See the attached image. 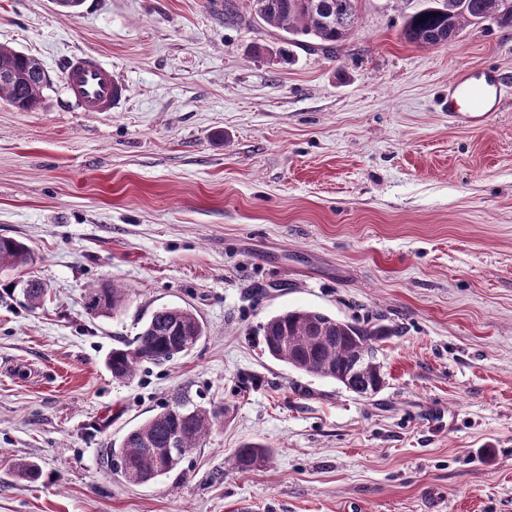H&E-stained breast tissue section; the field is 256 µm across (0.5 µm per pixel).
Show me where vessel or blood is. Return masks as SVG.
I'll return each instance as SVG.
<instances>
[{"mask_svg": "<svg viewBox=\"0 0 512 512\" xmlns=\"http://www.w3.org/2000/svg\"><path fill=\"white\" fill-rule=\"evenodd\" d=\"M65 88L69 98L85 112H108L123 96V86L112 69L91 52L73 55L65 66ZM504 79L495 69H460L448 84L444 109L454 122L483 127L503 108Z\"/></svg>", "mask_w": 512, "mask_h": 512, "instance_id": "obj_1", "label": "vessel or blood"}]
</instances>
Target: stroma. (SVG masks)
Segmentation results:
<instances>
[{"label": "stroma", "mask_w": 512, "mask_h": 512, "mask_svg": "<svg viewBox=\"0 0 512 512\" xmlns=\"http://www.w3.org/2000/svg\"><path fill=\"white\" fill-rule=\"evenodd\" d=\"M427 0H362L331 51L277 53L236 0H0V46L39 60L41 105L0 101V512H512V27L418 47ZM96 53L125 86L84 112L63 71ZM509 96L483 128L444 110L461 68ZM48 287L28 308L15 281ZM128 288L115 317L87 288ZM186 305L187 354L113 379L106 358L151 313ZM312 309L390 328L362 398L265 353L260 327ZM188 390L223 422L158 481L105 448ZM259 441L248 472L229 459ZM36 462L17 478L10 462ZM34 254L25 243L8 237L0 238V270L32 264Z\"/></svg>", "instance_id": "35a3bbf8"}]
</instances>
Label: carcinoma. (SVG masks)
<instances>
[{
	"label": "carcinoma",
	"mask_w": 512,
	"mask_h": 512,
	"mask_svg": "<svg viewBox=\"0 0 512 512\" xmlns=\"http://www.w3.org/2000/svg\"><path fill=\"white\" fill-rule=\"evenodd\" d=\"M254 14L283 32L281 41L293 45L308 37L321 49H328L347 38L360 20L362 0H250ZM492 20L501 27H512V0H432L431 5L409 16L403 38L420 47L446 44L456 39L464 23ZM0 100L20 111H32L42 101L48 79L35 58L12 48L0 47ZM34 261L31 248L8 237L0 238V270L27 266ZM27 306L35 309L46 295L42 281L19 280ZM127 289L114 284L86 289L85 309L110 316L127 304ZM268 354L297 370L333 379L346 389L365 397L383 385L380 368L374 361L378 342L387 336L382 326L361 325L337 319L319 310L292 309L277 314L262 326ZM205 335L197 313L181 305L157 308L143 325L133 344L112 350L108 360L112 378L129 381L144 361L163 363L187 352ZM362 361L358 374L351 367ZM224 408L204 406L186 392L177 395L161 411L136 424L117 446L105 449L107 466L121 460L122 476L134 484L153 482L169 474L177 464L167 461L170 448L194 450L222 422ZM267 449L250 442L232 456L234 469L246 472L261 464ZM21 479L35 481L38 465L26 459L11 462Z\"/></svg>",
	"instance_id": "carcinoma-1"
}]
</instances>
